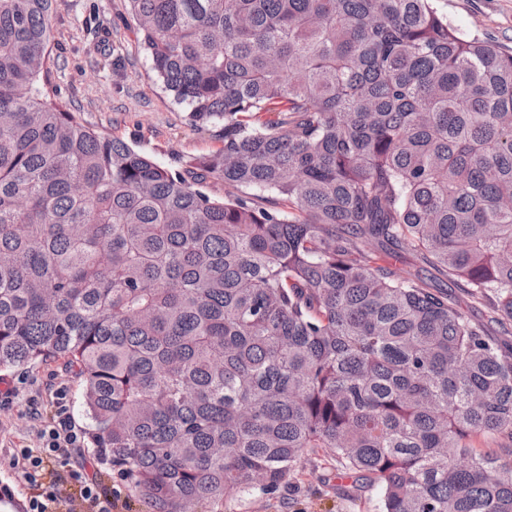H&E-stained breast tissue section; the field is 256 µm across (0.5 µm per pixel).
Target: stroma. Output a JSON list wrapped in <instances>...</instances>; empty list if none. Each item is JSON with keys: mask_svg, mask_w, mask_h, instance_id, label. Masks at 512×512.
Instances as JSON below:
<instances>
[{"mask_svg": "<svg viewBox=\"0 0 512 512\" xmlns=\"http://www.w3.org/2000/svg\"><path fill=\"white\" fill-rule=\"evenodd\" d=\"M435 7L464 38L512 53V0H435ZM48 87L81 121L135 144L163 167L181 168L222 145V125L192 122L154 81L137 47L128 0H63ZM8 386L15 394L0 407V512H19L27 483L9 461L19 448L33 445L51 412L53 390L66 389L77 426L86 427L88 419L81 383L61 362L0 370V389ZM196 512H380V497L375 487L356 490L338 478L335 457L319 448L303 455L276 492L246 488Z\"/></svg>", "mask_w": 512, "mask_h": 512, "instance_id": "stroma-1", "label": "stroma"}]
</instances>
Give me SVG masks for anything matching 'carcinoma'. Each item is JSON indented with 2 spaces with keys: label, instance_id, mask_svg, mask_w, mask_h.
Instances as JSON below:
<instances>
[{
  "label": "carcinoma",
  "instance_id": "1",
  "mask_svg": "<svg viewBox=\"0 0 512 512\" xmlns=\"http://www.w3.org/2000/svg\"><path fill=\"white\" fill-rule=\"evenodd\" d=\"M128 3L224 143L170 170L83 124L39 86L62 0H0V370L70 367L150 512L310 448L381 512H512V54L433 0Z\"/></svg>",
  "mask_w": 512,
  "mask_h": 512
}]
</instances>
